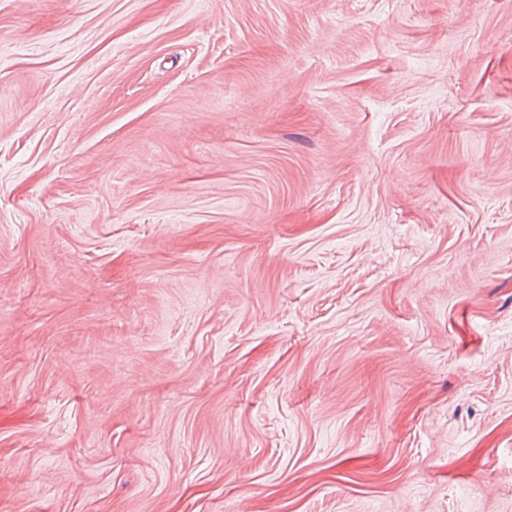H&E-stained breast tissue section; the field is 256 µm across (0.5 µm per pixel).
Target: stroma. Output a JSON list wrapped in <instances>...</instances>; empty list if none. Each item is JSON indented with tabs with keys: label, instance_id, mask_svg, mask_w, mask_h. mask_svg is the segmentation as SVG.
Wrapping results in <instances>:
<instances>
[{
	"label": "stroma",
	"instance_id": "stroma-1",
	"mask_svg": "<svg viewBox=\"0 0 512 512\" xmlns=\"http://www.w3.org/2000/svg\"><path fill=\"white\" fill-rule=\"evenodd\" d=\"M512 512V0H0V512Z\"/></svg>",
	"mask_w": 512,
	"mask_h": 512
}]
</instances>
